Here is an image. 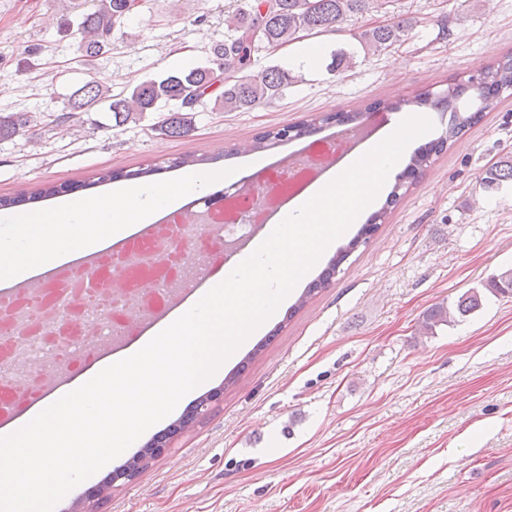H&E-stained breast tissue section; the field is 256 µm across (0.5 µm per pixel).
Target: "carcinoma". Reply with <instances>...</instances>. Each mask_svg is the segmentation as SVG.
I'll list each match as a JSON object with an SVG mask.
<instances>
[{"label":"carcinoma","mask_w":512,"mask_h":512,"mask_svg":"<svg viewBox=\"0 0 512 512\" xmlns=\"http://www.w3.org/2000/svg\"><path fill=\"white\" fill-rule=\"evenodd\" d=\"M388 4L389 0H246L244 6L224 18V24L231 32L230 38L210 46L206 64L158 80L143 81L127 93L121 91L114 94L89 80L70 95L67 105L55 121L69 123L78 113L89 112L107 100L112 117L122 124L139 121L148 112L165 110L167 114L154 129L168 137L187 136L194 130L196 107L205 96H212L214 105L226 112L247 111L282 96L288 86L297 81V76L278 66L255 73L250 71L252 53L259 47L264 45L277 49L293 43L303 32H325L359 14L380 12ZM132 5L133 0H89L88 9L80 16L76 37L77 51L87 64H94L112 49L114 31L131 12ZM412 28L410 20L401 18L387 24L369 26L356 34L355 38L366 55H379L406 41ZM473 87L479 101L478 108L473 112L457 109L455 101L463 92L459 86L448 87V93L439 98H433L427 92L388 106V109L395 111L411 107L417 111L448 109L452 112L448 130L410 156L405 175L414 177L423 171L430 163L432 154L458 140L501 94L512 90V59L486 66ZM35 122L30 112L0 114V141L25 134L34 127ZM307 132L308 126L304 124L269 130L256 137L247 145V149L265 150ZM509 181L512 182V160L495 163L481 179L483 184L500 185ZM75 190L76 187L63 183L37 188L23 197H0V209L67 195ZM386 214L384 208L374 212L357 234L339 247L323 272L304 289L293 309L303 307L308 298L329 284L338 266L359 245L367 242L378 225L383 223ZM489 288L498 294L511 295L512 268L494 275ZM480 305V293L470 290L454 304L442 302L430 308L423 316L422 328L432 334L437 326L463 318ZM162 439V435L155 437L151 444L131 458L133 474H138L154 458V445L161 443Z\"/></svg>","instance_id":"1"}]
</instances>
